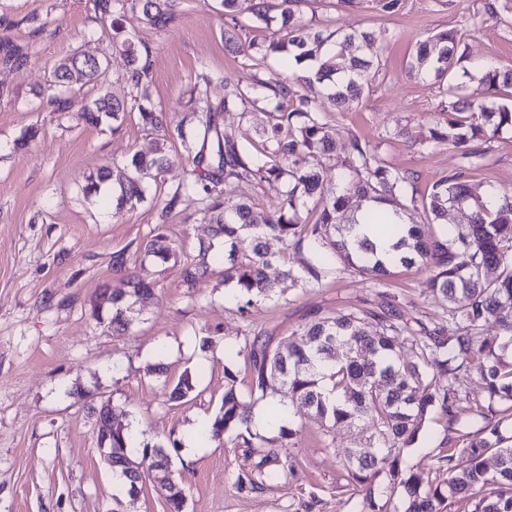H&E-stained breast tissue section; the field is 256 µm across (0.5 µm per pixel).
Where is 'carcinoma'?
Wrapping results in <instances>:
<instances>
[{"mask_svg":"<svg viewBox=\"0 0 512 512\" xmlns=\"http://www.w3.org/2000/svg\"><path fill=\"white\" fill-rule=\"evenodd\" d=\"M298 2L278 0L271 6L266 0H221V6L235 23L246 15L267 27L277 26L278 38L259 47L250 45L261 55L252 61L278 54L288 59L291 68L313 59L314 49L330 45L329 55L316 69L289 75L275 86L258 81L243 87L204 66L190 90L192 111L176 121L167 110L151 105L148 46L137 44L114 18L128 9L136 10L147 25L164 29L174 19L176 0H95L101 15L112 18L113 44L127 58L125 81L141 122L157 133L162 144L151 155L135 152L122 165L100 169L87 179L84 194L91 195L110 181L115 213L134 206L144 199L149 184H158L166 169L163 144L177 138L185 145L189 167L161 200L157 219L165 224L183 199L197 201L201 222L214 225V235L224 238V251L217 258L225 264L224 283L235 285L241 316L276 294L277 282L267 275L276 261L266 246L269 236L286 247L307 246L310 258L303 268L283 272L293 282L319 283L340 272L339 263L357 271L382 298L380 310L353 309L318 318L300 329L299 342L286 353L270 348L258 335L244 342L241 351L251 364L252 392L264 398L278 385L297 409L335 426L366 416L376 420L367 446L351 452L346 462L349 477L365 486L358 512L387 508L376 498L373 482L378 479L390 491L400 492V508L394 512H452L459 502L463 512H512V436L506 435L504 419L496 417L494 410L479 412L485 425L463 447L469 458L466 469L456 471L451 455L438 458L439 466L448 472L444 486L427 489L422 472L401 467L404 450L417 441L432 411H440L450 424L457 419L458 401L468 394L474 375L482 381L489 400L509 403L508 418H512V191L492 187L481 196L469 188L474 161L483 158L500 134L512 132V69L471 60L462 35L455 30L434 35L417 47L409 68L433 77L448 105L419 144L446 145L459 152L465 163L418 197L407 173L383 164L376 147L355 137L348 144L345 171L329 179L322 156L335 147V141L322 112L360 97L379 73L380 61L360 54L372 40L370 32L315 29L297 15ZM84 60L73 55L54 65L43 93L56 110L72 107L66 93L73 84L101 82L106 70L103 62L95 58L87 66ZM216 82L223 85L224 95L214 100L209 91ZM259 103L270 117L259 131V142L246 144L219 123L227 111L247 119ZM127 110L126 101L105 93L83 107L79 118L95 126L110 120L116 131ZM243 182L269 186L277 193L276 203L265 209L252 202L232 201L230 194ZM347 193L401 216L411 208L419 209L424 224L435 225L437 230L427 236L416 225L386 224L373 210L359 217L349 214ZM312 209L317 218L309 223L302 213ZM450 209L462 217L451 227L445 224ZM362 222L378 224L396 238L397 256L391 263L378 258L369 239L354 233ZM211 250L212 245L202 244L198 258L183 263L187 287H193L205 272ZM149 257L167 263L178 259V253L159 231L137 255L141 261ZM415 266L428 272L424 290L440 293L448 302L446 316L456 323L454 335H447L440 323L429 327L410 316L390 294L391 269ZM151 291L148 284L130 279L104 295L112 330H127L134 306ZM491 320L500 328L493 340L483 336ZM402 336L411 350L404 359L395 345ZM224 376L227 388L222 407L208 429L200 432L203 438L220 439L250 421L237 395L234 371L226 366ZM108 436L112 472L126 480L128 490L143 481L140 467L146 461L168 498H184L183 489L171 477L168 448L178 447L177 440L167 447L138 443L127 428H110ZM491 451L496 455L492 472L486 463ZM267 464L265 455L254 469L238 474V489L275 480L278 474L267 470Z\"/></svg>","mask_w":512,"mask_h":512,"instance_id":"1","label":"carcinoma"}]
</instances>
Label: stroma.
Wrapping results in <instances>:
<instances>
[{"label": "stroma", "instance_id": "stroma-1", "mask_svg": "<svg viewBox=\"0 0 512 512\" xmlns=\"http://www.w3.org/2000/svg\"><path fill=\"white\" fill-rule=\"evenodd\" d=\"M469 3L465 16L455 0H403L394 14L378 12L372 0L352 7L300 0V13L314 25L373 32L369 53L382 64L359 98L323 114L340 145L324 158L330 173L344 169L341 145L354 137L376 145L384 162L406 171L421 194L461 165L458 154L409 139V132H427L447 99L428 77L409 73L407 63L420 41L477 21L484 34L469 42L470 58L512 69V0L495 18L485 13L487 0ZM122 23L149 46L152 100L165 109L183 108L203 66L243 85L257 79L275 85L288 75L279 58L255 66L240 50L250 42H269L273 29L249 21L237 41H228L232 23L219 0H177L175 18L163 30L135 12L126 13ZM74 53L98 57L106 66L102 86L83 87L76 104L102 90L129 99L126 58L113 46L109 22L94 0H0V512H169L152 480H144L135 497L117 488L98 451L95 418L78 397L82 391L110 400L115 426L139 425L143 441L178 440L172 471L185 490L183 512H355L361 488L343 463L373 433L372 419L334 427L289 407L286 425L295 435L287 452L294 467L253 491L238 490L235 482L261 451L245 447L236 432L201 440L191 457L185 443L200 419L219 412L225 367L236 371L250 413L268 411V399L251 394L250 366L236 352L245 329L269 336L272 348L284 351L314 319L377 304L374 288L351 271L306 288L281 279L282 270L301 268L308 252L274 238L267 246L277 260L267 274L278 280V293L250 307L247 316H240L224 284L223 265L210 264L195 287H186L182 259L212 239V227L201 223L192 199L167 224L156 220L162 193L183 175V148L178 140L168 141L170 163L160 192H147L120 216L112 214L111 189L84 196L87 176L123 164L134 152H152L156 137L135 111L115 130L85 124L76 112H58L42 102L38 92L52 66ZM31 129L35 138L24 141ZM470 185L479 195L492 185L512 189V134L495 140L471 171ZM159 228L180 261L131 264L133 253ZM120 256L128 259L122 268L116 264ZM130 274L150 282L154 295L137 305L128 330L115 332L97 317L98 297ZM424 278L421 270L397 269L390 291L409 315L429 324L445 322L455 332L445 320L444 297L422 293ZM216 326L222 333L215 346L200 351L199 340ZM159 364L163 373H154ZM185 376L193 391L183 400H168L166 387ZM487 407L498 411L502 405L490 403L481 383L472 382L458 404L459 423L448 426L445 416L432 412L417 443L404 452L403 467L429 472L436 484L447 478L436 465L439 456L453 454L456 469H465L466 436L480 428L479 412Z\"/></svg>", "mask_w": 512, "mask_h": 512}]
</instances>
